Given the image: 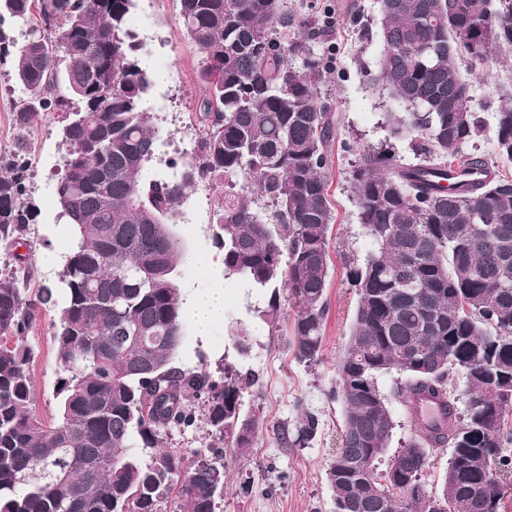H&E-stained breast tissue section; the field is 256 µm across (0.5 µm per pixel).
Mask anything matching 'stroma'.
Segmentation results:
<instances>
[{"label": "stroma", "instance_id": "obj_1", "mask_svg": "<svg viewBox=\"0 0 512 512\" xmlns=\"http://www.w3.org/2000/svg\"><path fill=\"white\" fill-rule=\"evenodd\" d=\"M336 23L326 40L314 42L316 53L332 59L334 74L325 86L321 103L333 120L334 133L327 151L325 173L336 220L329 231L331 259L324 320L323 359L308 367L295 359L288 347L294 301L280 293L275 322L263 321L269 291L248 287L224 269L221 252L213 244L216 232V191L201 181L186 193L177 209L174 231L184 253L196 264H178L182 292L223 288L224 319L214 326L208 341L186 326L176 354L177 366L195 369L223 364L253 373L242 390V410L256 416L259 431L246 453L224 449V502L221 512H334L332 492L325 471L343 425V410L332 396L336 385V359L349 339L358 296L349 271L362 264L375 245L359 217L349 187L358 151L370 147L391 153L404 163L417 162L410 137L391 135L385 116L401 106L379 85H371L369 73L377 69L380 42L375 33L380 18L379 0H320ZM130 31L136 54L151 78L143 107L155 118L159 140L155 159L146 167L148 178L174 177L192 161V149L200 134L199 103L206 94L201 60L189 46L179 21L178 0H134ZM484 67L461 68L470 90V108L479 131L473 147L512 178V160L500 157L495 148L494 114L512 93V51L493 52ZM166 80H159V73ZM26 93L16 82L11 64L0 63V152L26 154L30 168L25 175L24 199L34 217L27 237L32 243L27 286L58 282L59 268L46 267L39 256L43 249L67 255L72 229L61 218L55 185L63 169L62 122L58 113L44 112L29 127H18L14 114ZM56 310H41L25 335L34 349L31 376L35 411L44 421L56 417V388L62 373L56 362L51 324ZM248 339L239 350L237 336ZM304 403L320 417V430L309 444L294 447L279 433L292 429L297 403Z\"/></svg>", "mask_w": 512, "mask_h": 512}]
</instances>
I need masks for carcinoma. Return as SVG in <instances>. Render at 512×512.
Instances as JSON below:
<instances>
[{
  "label": "carcinoma",
  "mask_w": 512,
  "mask_h": 512,
  "mask_svg": "<svg viewBox=\"0 0 512 512\" xmlns=\"http://www.w3.org/2000/svg\"><path fill=\"white\" fill-rule=\"evenodd\" d=\"M179 6L207 84L202 132L180 176L143 181L159 132L142 107L149 77L126 29L132 0H0V60L12 61L27 93L16 125L61 113L56 200L73 232L60 275L66 301L52 325L67 376L47 423L34 411L24 335L41 307L55 305V287L33 300L18 277L27 262L16 249L33 221L22 200L29 160L0 154V246L14 265L0 273V512H166L173 493V512L220 509L224 436L243 453L259 425L242 414L232 373L217 380L174 362L184 325L173 219L198 179L219 189L214 244L225 270L272 289L264 319L288 291L295 358L322 360L335 221L323 169L333 125L320 103L328 64L311 42L329 32L331 13L300 16L281 0ZM34 14L12 51L6 19ZM509 15L512 0H381L384 55L370 82L406 106L386 121L393 135L418 138L421 159L368 148L350 178L376 251L350 270L358 303L336 363L344 417L326 470L335 512H500L512 476V179L464 152L476 122L459 65L511 49ZM494 129L498 153L512 160L511 104L495 113ZM233 173L265 208L224 193ZM392 371L395 397L425 395L446 415L414 423L380 472L395 422L378 376ZM201 417L207 452L189 458L161 447L170 430ZM319 428L305 408L291 442L304 445ZM444 447L448 466L430 493L423 473Z\"/></svg>",
  "instance_id": "carcinoma-1"
}]
</instances>
